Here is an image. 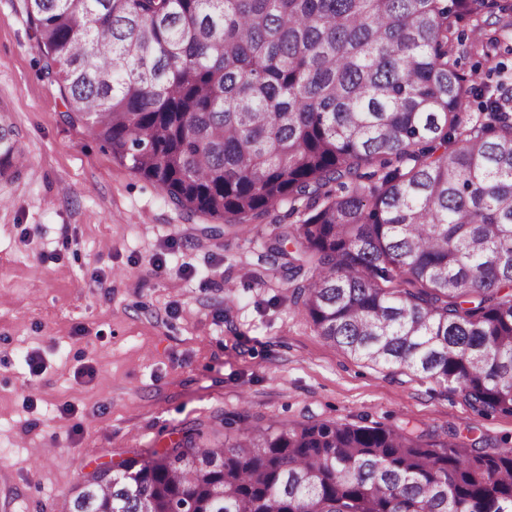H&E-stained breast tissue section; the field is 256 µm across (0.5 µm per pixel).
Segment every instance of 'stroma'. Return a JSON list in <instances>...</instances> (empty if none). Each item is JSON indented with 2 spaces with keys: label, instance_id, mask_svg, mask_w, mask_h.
<instances>
[{
  "label": "stroma",
  "instance_id": "35a3bbf8",
  "mask_svg": "<svg viewBox=\"0 0 512 512\" xmlns=\"http://www.w3.org/2000/svg\"><path fill=\"white\" fill-rule=\"evenodd\" d=\"M23 0H0V106L26 156L0 179V512H61L105 468L171 447L184 427L336 421L449 440L475 426L512 448V416L476 417L446 384L355 360L314 330L261 243L287 205L228 229L187 217L68 123L40 74ZM43 374L31 379L30 362Z\"/></svg>",
  "mask_w": 512,
  "mask_h": 512
}]
</instances>
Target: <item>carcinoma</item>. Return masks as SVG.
<instances>
[{"label": "carcinoma", "mask_w": 512, "mask_h": 512, "mask_svg": "<svg viewBox=\"0 0 512 512\" xmlns=\"http://www.w3.org/2000/svg\"><path fill=\"white\" fill-rule=\"evenodd\" d=\"M24 4L65 120L176 208L240 226L290 204L299 223L262 260L320 336L512 415V110L456 54L489 0ZM17 136L0 108V177L23 167ZM64 508L512 512V448L339 422L241 421L210 443L190 426Z\"/></svg>", "instance_id": "1"}]
</instances>
